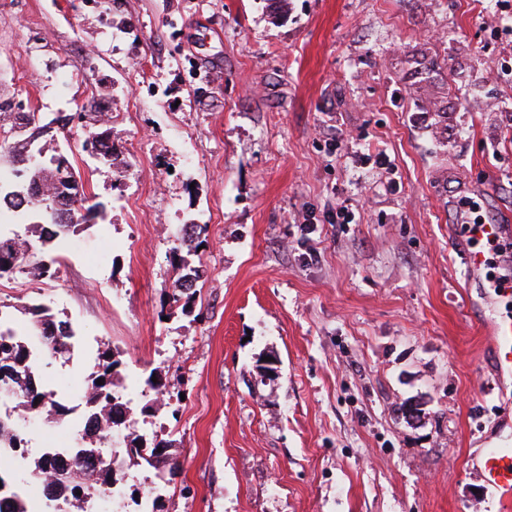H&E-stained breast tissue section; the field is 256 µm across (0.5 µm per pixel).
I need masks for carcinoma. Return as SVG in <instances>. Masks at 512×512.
<instances>
[{"instance_id": "carcinoma-1", "label": "carcinoma", "mask_w": 512, "mask_h": 512, "mask_svg": "<svg viewBox=\"0 0 512 512\" xmlns=\"http://www.w3.org/2000/svg\"><path fill=\"white\" fill-rule=\"evenodd\" d=\"M89 146L105 163L114 165L109 131L89 132L84 147ZM57 161L58 156L54 155L48 160V165L32 170L23 166V159L15 155L13 163L17 167L10 173L0 172V201H7L22 214L31 213L39 218L35 222V232L38 233V240L42 242L75 232L78 221H85L99 213V205L85 206L87 198L73 172L69 170L60 173ZM32 248L33 243L29 239L21 243L16 235L0 233V277L26 266L35 274L48 275L52 262L40 260L30 263ZM198 278L197 269L179 275L173 288V301L192 299L193 294L184 292L181 284L186 280L195 282ZM35 323L41 325L40 336L35 342L15 338L10 331L0 333V381L13 385L17 404L23 411L35 415L48 413L58 418L68 411L66 404L44 387L38 372L31 371V368L32 363L43 355L61 356L68 352L73 332L69 322L56 320L43 309L38 311ZM119 366L120 361L115 359L110 349L102 351L95 364L89 397V402L94 405V412L88 420L85 444L78 449V455L83 457V464L76 466V471L70 472L64 468L52 469V465L44 457L34 462L36 473H48L47 489L50 498L54 499L63 493L74 499L80 498L78 492L86 489L83 482L84 464L88 462L98 465L94 490L104 493L106 486L117 483L112 464L102 459V440L97 430L102 413H107L106 422L110 430L114 431L121 425L122 416L127 411L126 404L119 401L116 391ZM170 447L172 443L167 441H156L148 446L133 437L128 441L126 452L131 460L141 459L151 466L154 463V449Z\"/></svg>"}]
</instances>
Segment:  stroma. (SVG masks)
<instances>
[{
    "mask_svg": "<svg viewBox=\"0 0 512 512\" xmlns=\"http://www.w3.org/2000/svg\"><path fill=\"white\" fill-rule=\"evenodd\" d=\"M493 10L288 0L274 23L270 0H0V104L38 113L31 153L66 155L105 207L79 250L35 243L54 278H0V312L24 336L45 308L86 338L42 361L54 384L117 353L120 393L141 391L121 433L180 461L124 464L99 512L146 495L155 512H505L479 461L512 441V376L484 334L512 290L471 279L450 235L461 197L512 214ZM104 129L114 169L83 147ZM191 223L201 248L180 241ZM183 261L201 273L186 304ZM414 400L412 423L397 409ZM23 430L20 485L46 434L83 421Z\"/></svg>",
    "mask_w": 512,
    "mask_h": 512,
    "instance_id": "35a3bbf8",
    "label": "stroma"
}]
</instances>
